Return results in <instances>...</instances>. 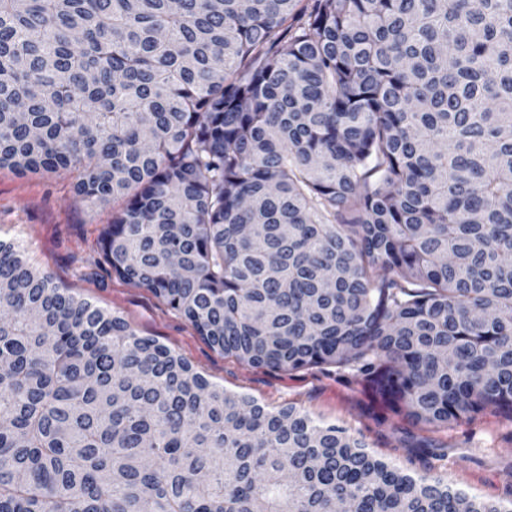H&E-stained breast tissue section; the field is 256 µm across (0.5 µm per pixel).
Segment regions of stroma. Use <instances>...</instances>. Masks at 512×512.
I'll list each match as a JSON object with an SVG mask.
<instances>
[{
  "label": "stroma",
  "mask_w": 512,
  "mask_h": 512,
  "mask_svg": "<svg viewBox=\"0 0 512 512\" xmlns=\"http://www.w3.org/2000/svg\"><path fill=\"white\" fill-rule=\"evenodd\" d=\"M73 184L67 172L19 176L0 169V238L20 240L33 264L57 283L123 317L138 335L168 346L209 382L341 424L377 457L412 475L440 473L453 487L484 500L512 501V414L495 408L446 428L415 425L389 413L352 370L288 373L225 357L148 289L112 273L97 242L113 209L82 202Z\"/></svg>",
  "instance_id": "stroma-1"
}]
</instances>
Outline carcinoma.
<instances>
[{"label":"carcinoma","mask_w":512,"mask_h":512,"mask_svg":"<svg viewBox=\"0 0 512 512\" xmlns=\"http://www.w3.org/2000/svg\"><path fill=\"white\" fill-rule=\"evenodd\" d=\"M224 356L512 409V0H0V168ZM0 512H512L210 383L0 239Z\"/></svg>","instance_id":"obj_1"}]
</instances>
